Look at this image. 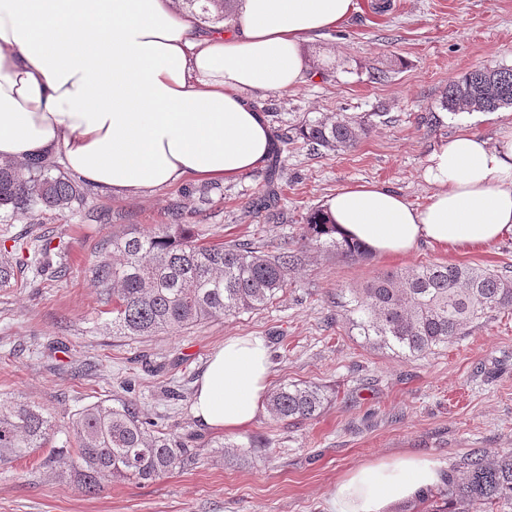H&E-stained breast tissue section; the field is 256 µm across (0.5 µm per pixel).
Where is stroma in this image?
<instances>
[{
  "label": "stroma",
  "instance_id": "obj_1",
  "mask_svg": "<svg viewBox=\"0 0 512 512\" xmlns=\"http://www.w3.org/2000/svg\"><path fill=\"white\" fill-rule=\"evenodd\" d=\"M387 9H380V2ZM343 26L304 47L317 77L285 93L260 97L272 129L336 113L381 123L354 148L317 154L301 142L282 154L279 201L255 212L266 168L223 184L209 200L189 196L188 181L138 195L95 189L82 213L17 215L24 228L61 239L66 274L48 279L29 270L21 286L0 287V400L35 402L67 426L76 411L109 399L135 404L199 453V462L152 483L103 480L84 495L70 472L41 466L43 451L0 467V512H332L342 477L381 460L425 456L444 473L459 471L470 449H512V310L469 329L448 348L405 358L360 344L338 286L365 287L385 272L430 263L512 265V235L487 246L444 249L429 244L404 256L351 261L310 250L288 287L266 308L229 315L176 334L139 339L113 335L110 305L91 273L112 233L151 230L180 221L203 227L206 241L262 238L274 246L298 228L324 198L353 182L380 183L424 205L431 188L424 169L431 151L462 127L496 140L512 108L495 113L443 110L450 80L477 67H512V0H356ZM387 73L375 83L373 69ZM180 217H173V207ZM108 221H90L89 213ZM266 336L273 385L313 382L332 397L315 419L283 423L260 409L246 428L227 433L199 426L195 385L226 337ZM262 440L243 456L223 444Z\"/></svg>",
  "mask_w": 512,
  "mask_h": 512
}]
</instances>
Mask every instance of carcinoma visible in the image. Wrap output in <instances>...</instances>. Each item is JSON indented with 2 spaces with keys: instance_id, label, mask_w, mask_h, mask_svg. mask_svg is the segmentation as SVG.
<instances>
[{
  "instance_id": "obj_1",
  "label": "carcinoma",
  "mask_w": 512,
  "mask_h": 512,
  "mask_svg": "<svg viewBox=\"0 0 512 512\" xmlns=\"http://www.w3.org/2000/svg\"><path fill=\"white\" fill-rule=\"evenodd\" d=\"M182 10L211 22L235 15L238 0H180ZM451 113L497 112L512 107V67L471 69L455 80L440 101ZM373 129L344 113L328 120L304 122L290 136L277 135L283 146L300 139L313 151L335 153L354 147ZM90 190L44 158L36 162L0 163V224L18 213H71L80 210ZM0 253V286L18 280L32 265L50 268L52 239L31 233L12 238ZM307 248L333 250L347 258L366 259L359 242L339 240L321 210L300 225L298 246L269 251L254 240L204 243L185 224H164L154 231L127 230L109 237L98 252L93 278L112 297V335L155 336L177 333L203 321L261 310L285 290ZM338 303L348 308V327L362 344L397 356L419 358L446 347L469 327L512 309V276L507 269L469 264H428L386 272L363 288L339 289ZM330 400L314 383L284 384L266 399L278 421L313 419ZM55 444L56 431L39 405L0 402V463L49 452L42 465H67L87 495L101 490L106 477L154 482L195 463L184 443L160 429L151 430L129 403L108 400L83 407ZM444 501L448 512H494L512 505V451L489 457L472 450L460 474L419 497L421 503Z\"/></svg>"
}]
</instances>
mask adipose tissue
<instances>
[{
  "label": "adipose tissue",
  "mask_w": 512,
  "mask_h": 512,
  "mask_svg": "<svg viewBox=\"0 0 512 512\" xmlns=\"http://www.w3.org/2000/svg\"><path fill=\"white\" fill-rule=\"evenodd\" d=\"M355 9L356 0H239L230 22L203 31L172 0H0V162L58 155L86 182L126 195L235 181L271 151L257 95L304 84V43ZM424 178V205L352 183L325 198L323 216L336 238L379 255L512 234V126L493 143L459 130L432 150ZM271 373L265 336L225 338L196 382L195 419L247 426ZM442 481L424 457L369 464L337 482L334 512H388Z\"/></svg>",
  "instance_id": "adipose-tissue-1"
}]
</instances>
